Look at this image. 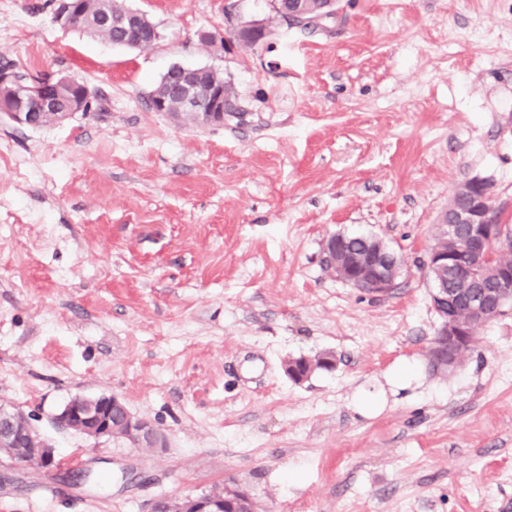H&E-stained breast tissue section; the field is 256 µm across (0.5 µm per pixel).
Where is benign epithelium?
<instances>
[{
    "instance_id": "benign-epithelium-1",
    "label": "benign epithelium",
    "mask_w": 512,
    "mask_h": 512,
    "mask_svg": "<svg viewBox=\"0 0 512 512\" xmlns=\"http://www.w3.org/2000/svg\"><path fill=\"white\" fill-rule=\"evenodd\" d=\"M282 10L289 19L304 25L335 17L336 4L335 0H284ZM271 35L272 30L266 22L255 20L236 28L233 36H224V47L250 39L264 43ZM207 71L206 67H178L182 86L181 107L185 112L204 111L208 125L222 124L230 116L224 105V86L207 83ZM8 82L13 86L9 94H0V116L4 115L14 124L24 127L39 126L37 113L30 111L31 104L55 109L63 88L68 84V80L60 76L17 84L10 72H0V84ZM494 211L487 183L480 179L469 180L454 191L448 209L439 215L437 236L446 235L455 224L470 225L463 252L473 265L490 266L496 260V245L505 240V225L492 217ZM323 251L330 256L328 270L352 287L380 295L394 288L395 277L386 270L390 254L383 250L378 240H373L364 253L356 272L350 267L349 260L341 257V239L330 236ZM456 265L448 251L438 244L431 248L425 263L429 270ZM496 270L500 287L470 302L473 312L480 316L489 313L499 318L512 312V266H498ZM430 300L439 318V327L428 352L430 364L437 372L452 373L465 361L459 356V351L470 335V323L448 316V305L453 300L448 298V289L443 283L431 281ZM318 367L332 370L335 359L330 354L296 359L290 363V377L301 382ZM55 420L62 427L96 441L122 438L138 448H154L158 443L157 433L151 424L133 414L115 395H102L94 400L76 395L64 404ZM0 447L26 448L25 462L47 471L61 469L52 445L34 432L29 416L2 403ZM151 512H256V504L245 489L226 483L218 490L197 496H161L154 501Z\"/></svg>"
}]
</instances>
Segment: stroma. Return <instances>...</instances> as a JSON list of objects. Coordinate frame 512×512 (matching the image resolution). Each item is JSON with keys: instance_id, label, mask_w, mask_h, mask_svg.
I'll list each match as a JSON object with an SVG mask.
<instances>
[{"instance_id": "stroma-1", "label": "stroma", "mask_w": 512, "mask_h": 512, "mask_svg": "<svg viewBox=\"0 0 512 512\" xmlns=\"http://www.w3.org/2000/svg\"><path fill=\"white\" fill-rule=\"evenodd\" d=\"M126 4L157 25L152 48L0 0V65L93 94L59 125L0 119V402L70 474L0 462V512H150L228 481L261 512H512V314L435 374L422 269L464 182L512 223V0H337L312 32L270 0ZM230 13L270 20L268 43L225 52ZM175 65L222 72L243 114L152 111ZM337 232L395 250L390 293L329 273ZM326 351L334 370L283 371ZM101 394L162 445L55 424Z\"/></svg>"}]
</instances>
